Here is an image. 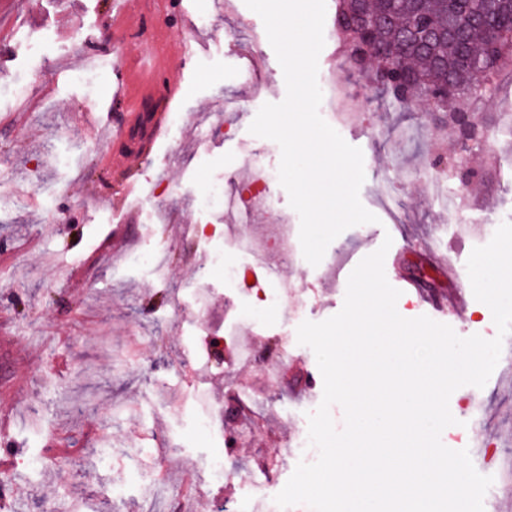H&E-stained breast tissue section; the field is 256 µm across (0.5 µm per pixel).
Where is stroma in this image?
<instances>
[{"label": "stroma", "instance_id": "1", "mask_svg": "<svg viewBox=\"0 0 512 512\" xmlns=\"http://www.w3.org/2000/svg\"><path fill=\"white\" fill-rule=\"evenodd\" d=\"M112 2L0 0V420L9 426L0 438V512H180L190 487L203 512L219 504L268 512L323 397L316 357L297 328L341 310L350 273L384 238L394 242L388 282H414L396 303L402 317L428 316L461 337L496 336L476 299L453 316L424 298L453 299L471 251L493 237L489 225L512 221V149L502 141L468 150L441 132L450 111L466 109L485 130L512 114V73L490 90L449 99L444 112L363 80L368 107L338 132L363 152L359 197L376 222L348 228L310 265L300 217L273 183L292 237L287 253L260 265L240 237L274 238L276 216L259 209L242 224L229 214L240 231L223 237H188L184 227L213 221L201 198L241 183L253 150L268 170L279 169V145L249 131L264 104L286 96L261 17L244 0H232L230 16L218 0H183L184 15L163 21L170 64L183 76L170 111L178 123L157 149L109 169L103 160L118 146L91 136L86 115L118 77L111 52L93 38ZM335 12L336 0H326L322 85L349 65ZM243 53L257 59L260 97L244 93ZM217 112L228 134L213 133ZM466 170L477 179L463 182ZM130 180L143 201L125 198ZM158 182L167 194L153 193ZM138 251L164 253L167 263L157 270L134 261ZM258 288L274 302L257 305ZM289 309L298 317L286 318ZM449 409L456 423L441 434L446 447L492 446L494 457L472 460L480 472L512 460L507 367L496 366L482 390H455ZM34 454L40 468L25 470ZM216 458L229 472L219 483L209 474Z\"/></svg>", "mask_w": 512, "mask_h": 512}]
</instances>
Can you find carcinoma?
I'll return each instance as SVG.
<instances>
[{"mask_svg": "<svg viewBox=\"0 0 512 512\" xmlns=\"http://www.w3.org/2000/svg\"><path fill=\"white\" fill-rule=\"evenodd\" d=\"M466 13L476 21L453 16L448 0H340L335 25L353 44L366 39L374 79L395 97L444 89L452 97L512 69V0H469ZM451 24L457 35L450 40L426 45L417 33ZM392 59L403 69L390 72Z\"/></svg>", "mask_w": 512, "mask_h": 512, "instance_id": "1", "label": "carcinoma"}]
</instances>
